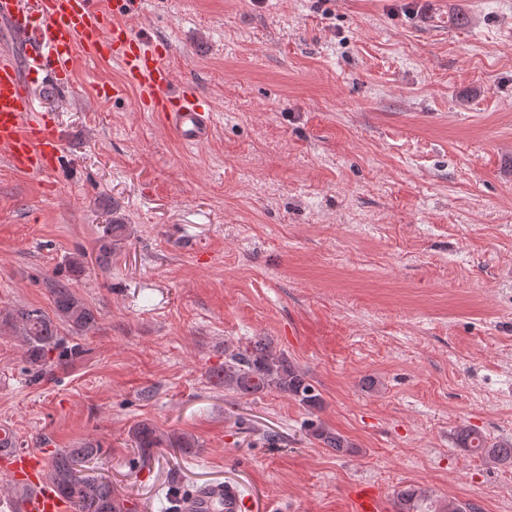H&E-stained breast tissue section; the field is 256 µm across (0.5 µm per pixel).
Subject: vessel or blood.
<instances>
[{"label":"vessel or blood","instance_id":"obj_1","mask_svg":"<svg viewBox=\"0 0 512 512\" xmlns=\"http://www.w3.org/2000/svg\"><path fill=\"white\" fill-rule=\"evenodd\" d=\"M0 22L8 26L27 57L18 65L0 54V160L26 175H44L61 164L56 129L37 113L35 85L68 87L76 53L120 64L142 106L156 112L183 141L200 143L210 132L211 115L193 93L174 92L173 78L157 43L111 22L100 0H0ZM45 458L35 451L0 455V473L29 495L22 512H67L44 476ZM353 512H382L376 489L357 484L350 493ZM184 512H250L247 496L233 485L200 488L183 504Z\"/></svg>","mask_w":512,"mask_h":512}]
</instances>
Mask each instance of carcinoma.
Returning a JSON list of instances; mask_svg holds the SVG:
<instances>
[{"instance_id": "obj_1", "label": "carcinoma", "mask_w": 512, "mask_h": 512, "mask_svg": "<svg viewBox=\"0 0 512 512\" xmlns=\"http://www.w3.org/2000/svg\"><path fill=\"white\" fill-rule=\"evenodd\" d=\"M124 226L110 224L100 240L98 262L105 266L112 257V245L122 239ZM53 314L31 307H17L6 313L5 323L11 326L23 348L27 371L38 379L55 363L72 360L80 355L76 346L67 345L60 335L59 324L67 325L75 333H84L97 325L94 310L79 299L70 288L57 283L52 288ZM218 383L226 390L255 395L275 390L293 397L302 406L314 409L320 404L319 394L301 371L285 355L272 352L269 343L259 338L252 345L229 354L222 373L216 374ZM311 435L326 448L338 453H349L352 443L343 435L323 424L311 425ZM137 449L145 458L164 443L159 430L142 423L132 430ZM457 441L462 447L483 455L494 464H512V442L490 443L481 433L467 425L457 430ZM103 448L85 442L78 448H65L55 453L46 473L47 480L74 512H127L126 500L115 496L112 483L100 476L81 474L78 466L97 461ZM399 512H422L426 492L409 486L396 493Z\"/></svg>"}]
</instances>
